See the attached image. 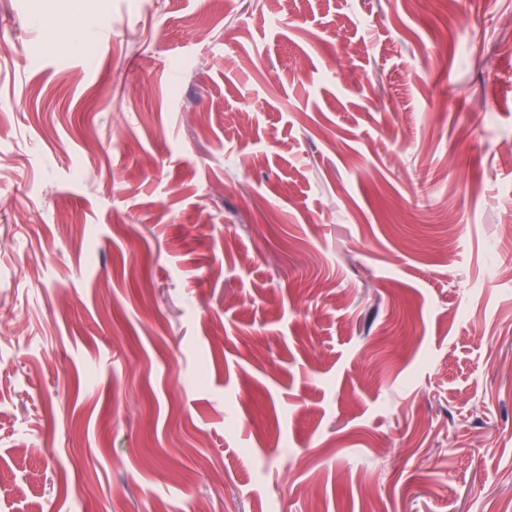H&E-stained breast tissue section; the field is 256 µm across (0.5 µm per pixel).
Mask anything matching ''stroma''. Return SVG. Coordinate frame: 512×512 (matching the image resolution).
I'll return each instance as SVG.
<instances>
[{
  "label": "stroma",
  "instance_id": "obj_1",
  "mask_svg": "<svg viewBox=\"0 0 512 512\" xmlns=\"http://www.w3.org/2000/svg\"><path fill=\"white\" fill-rule=\"evenodd\" d=\"M511 243L512 0H0V512H512Z\"/></svg>",
  "mask_w": 512,
  "mask_h": 512
}]
</instances>
